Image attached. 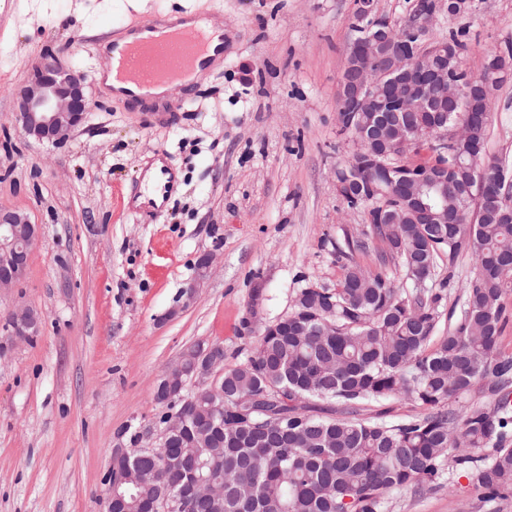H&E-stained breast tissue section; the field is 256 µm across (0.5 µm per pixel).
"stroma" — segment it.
Returning <instances> with one entry per match:
<instances>
[{
    "label": "stroma",
    "mask_w": 512,
    "mask_h": 512,
    "mask_svg": "<svg viewBox=\"0 0 512 512\" xmlns=\"http://www.w3.org/2000/svg\"><path fill=\"white\" fill-rule=\"evenodd\" d=\"M438 6L436 28L462 32L469 73L512 40V0H471L458 16L448 0ZM181 7L223 12L224 69L188 92L179 123L152 127L101 89L96 39ZM354 11V0H0V207L41 228L25 279L0 292V342L18 307L40 320L38 336L0 352V512H104L112 451L155 444L153 391L184 349L217 343L225 364L241 363L253 289L267 323L299 289L339 283L345 240L369 223L334 174L353 150L337 97ZM45 59L83 73L91 103L59 147L17 119ZM485 152L512 169V81L497 93ZM157 162L177 179L151 207L136 193ZM475 265L469 250L438 258L428 285L442 295L439 335L460 321ZM382 512L490 510L456 474L437 490L391 491Z\"/></svg>",
    "instance_id": "1"
}]
</instances>
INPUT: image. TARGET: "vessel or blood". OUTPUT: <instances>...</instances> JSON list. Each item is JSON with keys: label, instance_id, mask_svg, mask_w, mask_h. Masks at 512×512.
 <instances>
[{"label": "vessel or blood", "instance_id": "1", "mask_svg": "<svg viewBox=\"0 0 512 512\" xmlns=\"http://www.w3.org/2000/svg\"><path fill=\"white\" fill-rule=\"evenodd\" d=\"M127 36V42H109L101 57L113 64L125 95L147 103L146 117L152 123L168 125L179 114L178 104L171 100L160 109L150 106L153 85L191 87L224 62L220 16L208 23L191 17L176 25L158 18L129 30Z\"/></svg>", "mask_w": 512, "mask_h": 512}]
</instances>
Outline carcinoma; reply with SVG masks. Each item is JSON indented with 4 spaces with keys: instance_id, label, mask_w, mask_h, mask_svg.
<instances>
[{
    "instance_id": "obj_1",
    "label": "carcinoma",
    "mask_w": 512,
    "mask_h": 512,
    "mask_svg": "<svg viewBox=\"0 0 512 512\" xmlns=\"http://www.w3.org/2000/svg\"><path fill=\"white\" fill-rule=\"evenodd\" d=\"M353 31L345 66L387 63L354 54L367 33ZM401 31L385 27L377 51L391 52ZM425 39L476 90L453 107L439 100L405 113L403 126L361 144L336 169V180L350 183L347 206L369 207L364 238L347 239L342 279L299 290L293 310L263 331L247 360L224 366V437L208 429L204 399L190 433L198 447L176 439L112 456V475L131 478L114 512H144L165 494L178 498L179 512H381L389 491L440 487L447 472L470 476L484 503L512 500V356L501 349L502 298L512 290V172L484 148L496 92L512 79V46L488 53L474 75L461 67L459 33L431 29ZM406 131L417 139L413 157L396 159L390 173L366 169ZM436 131L448 132L443 149L429 139ZM373 241L382 244L375 271L355 260ZM465 249L477 267L461 320L431 350L441 294L426 282L438 257L451 264ZM390 266L413 291L395 286L384 273ZM476 384L493 407L448 409ZM255 396L261 405L249 404ZM388 397L410 399L425 413L391 424L359 416L363 402ZM309 399L338 401L351 416L315 418ZM210 479L224 482V495L178 494ZM245 485L254 488L249 499L239 496Z\"/></svg>"
}]
</instances>
